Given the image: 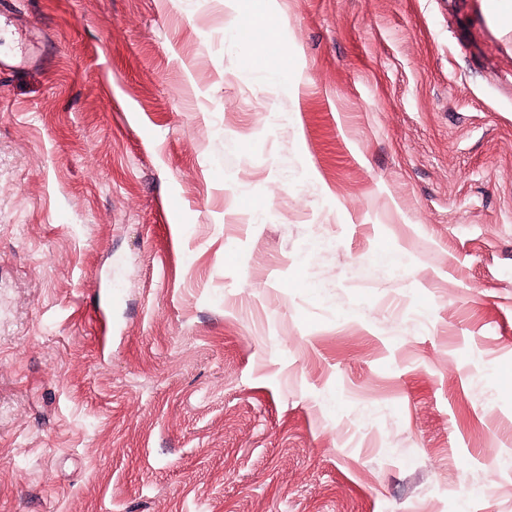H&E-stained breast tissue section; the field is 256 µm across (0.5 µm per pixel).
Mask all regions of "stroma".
<instances>
[{"mask_svg": "<svg viewBox=\"0 0 512 512\" xmlns=\"http://www.w3.org/2000/svg\"><path fill=\"white\" fill-rule=\"evenodd\" d=\"M0 11V512H512V0ZM245 27H256L261 40L280 41L282 21L267 9L254 10L244 14L237 33Z\"/></svg>", "mask_w": 512, "mask_h": 512, "instance_id": "1", "label": "stroma"}]
</instances>
